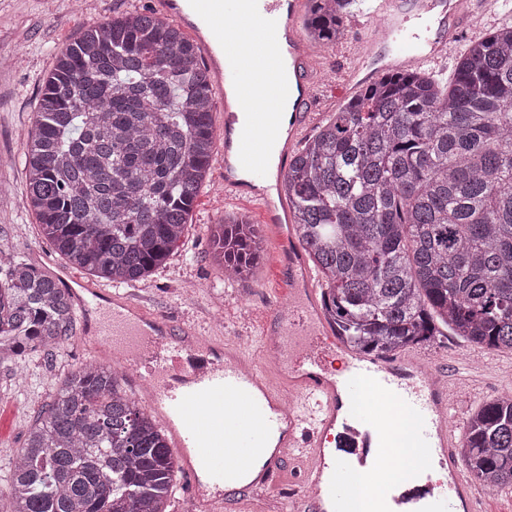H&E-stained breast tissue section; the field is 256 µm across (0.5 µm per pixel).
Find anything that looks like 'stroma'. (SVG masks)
I'll use <instances>...</instances> for the list:
<instances>
[{
    "instance_id": "1",
    "label": "stroma",
    "mask_w": 512,
    "mask_h": 512,
    "mask_svg": "<svg viewBox=\"0 0 512 512\" xmlns=\"http://www.w3.org/2000/svg\"><path fill=\"white\" fill-rule=\"evenodd\" d=\"M153 6V0H0V247L27 259L43 272L58 276L68 264L44 237L27 200L23 153L34 130L37 102L55 56L92 23ZM480 24L464 27L447 57L425 63L439 83L450 81L455 60L469 42L512 22L502 0H481ZM360 13L347 21L350 39L321 45L313 72L317 97L313 120L303 132L311 137L347 102L338 89L354 67V44L367 26ZM222 178L212 165L196 199L189 224L177 249L162 268L131 284L134 299L173 327H188L217 340L236 336L248 344L255 361H262L260 331L277 289L280 259L271 243H263L253 279L229 283L221 265L212 260L209 225L224 216L244 214L258 226L266 219L260 203L241 196L227 202L213 187ZM416 353L451 371L454 382L470 392L451 401L448 411L464 426L480 403L512 392V352H496L468 345L462 338L444 335L415 348ZM91 359L79 334L49 352L23 353L0 365V412L8 417L0 430V464L14 457L39 412L49 404L68 374Z\"/></svg>"
}]
</instances>
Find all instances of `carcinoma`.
I'll list each match as a JSON object with an SVG mask.
<instances>
[{
	"label": "carcinoma",
	"instance_id": "carcinoma-1",
	"mask_svg": "<svg viewBox=\"0 0 512 512\" xmlns=\"http://www.w3.org/2000/svg\"><path fill=\"white\" fill-rule=\"evenodd\" d=\"M354 0H308L312 44L347 35ZM210 74L194 40L152 10L87 26L55 57L24 151L45 237L75 268L142 280L178 246L215 156ZM292 229L324 276L346 346L396 355L441 335L512 352V24L469 43L448 87L414 68L368 84L282 181ZM240 278L255 225L210 227ZM72 293L0 252V364L57 347ZM468 478L512 488V396L482 404L459 448ZM181 465L168 433L105 366L71 373L8 463L13 512H168Z\"/></svg>",
	"mask_w": 512,
	"mask_h": 512
}]
</instances>
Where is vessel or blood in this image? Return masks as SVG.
Wrapping results in <instances>:
<instances>
[{
	"label": "vessel or blood",
	"mask_w": 512,
	"mask_h": 512,
	"mask_svg": "<svg viewBox=\"0 0 512 512\" xmlns=\"http://www.w3.org/2000/svg\"><path fill=\"white\" fill-rule=\"evenodd\" d=\"M377 24L359 42V62L346 90L444 57L472 14L471 0H361ZM160 14L183 22L198 40L213 75L212 91L224 104L221 133L225 195L249 194L265 212L271 238L283 248L281 268L289 301L271 309L261 333L268 359L257 365L235 339L224 341V364L204 373L181 367L197 348L189 329L153 338L161 320L129 295L105 294L81 284V313L101 300V341L122 360L132 382L147 380L148 405L167 426L184 461L183 479L200 476L224 486L225 497L244 502L253 484L298 483L302 512H476L479 492L464 476L453 450L461 439L448 415L449 384L418 355H350L341 373L330 370L334 337L317 334L297 347L318 313L301 245L288 233L275 198L288 150L309 115L313 64L299 30L305 0H154ZM407 49L382 52L394 36ZM162 354L152 372L140 366L154 346ZM410 430H403V423ZM417 449L424 465L440 467L445 481L399 491L386 478ZM370 457L375 479L356 488L350 456ZM302 473L293 476L292 461Z\"/></svg>",
	"instance_id": "obj_1"
}]
</instances>
